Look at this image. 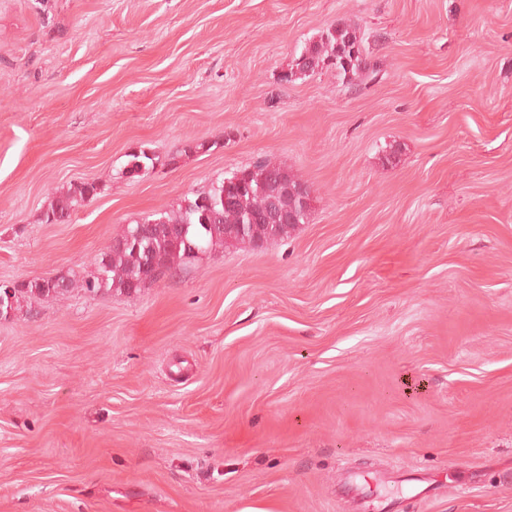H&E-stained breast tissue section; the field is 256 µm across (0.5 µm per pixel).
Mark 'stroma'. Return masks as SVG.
<instances>
[{
    "label": "stroma",
    "mask_w": 512,
    "mask_h": 512,
    "mask_svg": "<svg viewBox=\"0 0 512 512\" xmlns=\"http://www.w3.org/2000/svg\"><path fill=\"white\" fill-rule=\"evenodd\" d=\"M338 22L373 75L281 82ZM258 160L312 189L287 237L0 319V512H512V0H0V282ZM100 188L94 182L70 184L62 193L54 206L44 214V222L61 224L71 213L99 194Z\"/></svg>",
    "instance_id": "1"
}]
</instances>
